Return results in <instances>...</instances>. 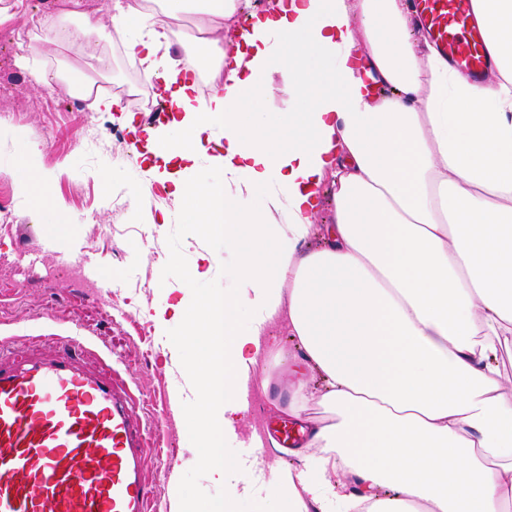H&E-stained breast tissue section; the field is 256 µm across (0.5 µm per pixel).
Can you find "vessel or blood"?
I'll return each mask as SVG.
<instances>
[{
	"label": "vessel or blood",
	"mask_w": 512,
	"mask_h": 512,
	"mask_svg": "<svg viewBox=\"0 0 512 512\" xmlns=\"http://www.w3.org/2000/svg\"><path fill=\"white\" fill-rule=\"evenodd\" d=\"M450 64L479 75L485 35L472 0H411ZM51 355L0 351V512H149V430L117 363L82 338Z\"/></svg>",
	"instance_id": "obj_1"
}]
</instances>
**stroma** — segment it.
<instances>
[{
  "instance_id": "1",
  "label": "stroma",
  "mask_w": 512,
  "mask_h": 512,
  "mask_svg": "<svg viewBox=\"0 0 512 512\" xmlns=\"http://www.w3.org/2000/svg\"><path fill=\"white\" fill-rule=\"evenodd\" d=\"M15 2L22 18L6 27L31 42L18 44L12 58L0 63V113L18 115L16 123L0 126V204L13 217L9 230H0V339L33 345L46 336H82L93 353L120 357V376L140 397L153 429L146 474L159 512H170L175 494L190 512H207L223 501L224 486L200 462L206 453L197 439L201 420L172 409L176 398H193L189 369L202 364L203 344L179 345L183 325L162 331L152 317L165 304L223 292L237 268L224 261L223 239L194 224L155 223L160 207L175 213L180 206L159 205L146 192V166L136 158L119 113H100L96 130H89L71 112L65 86L35 82L40 73L62 71L71 79L91 74L114 97L134 84L148 94L123 43L81 29L82 13L106 18L112 0H99L91 11L73 0H57L50 10L37 0ZM22 57L29 61L24 69L18 65ZM32 150L37 173L51 178L54 202L48 206L24 202L14 176L18 159ZM203 253L220 266L206 278L192 274ZM269 339L273 392L288 394L301 379L320 390L316 371L295 370L300 343L286 324L273 325ZM276 416L268 395L252 390L227 454L261 468L273 460L304 468L302 457L255 448V438H267L266 425Z\"/></svg>"
}]
</instances>
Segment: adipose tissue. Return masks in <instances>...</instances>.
Masks as SVG:
<instances>
[{
  "instance_id": "adipose-tissue-1",
  "label": "adipose tissue",
  "mask_w": 512,
  "mask_h": 512,
  "mask_svg": "<svg viewBox=\"0 0 512 512\" xmlns=\"http://www.w3.org/2000/svg\"><path fill=\"white\" fill-rule=\"evenodd\" d=\"M493 61L481 86L453 70L405 0H268L247 34L242 0H166L165 18L113 0L86 29L125 35L146 77L162 76L171 120L145 127L152 183L183 203L182 221L224 236L238 275L222 296L156 312L211 339L192 371L193 408L215 457L250 384L268 389L265 336L286 319L300 363L324 387L299 385L277 409L303 421L305 468L270 465L278 512H512V0H473ZM200 14L207 53L168 20ZM183 61L161 66L173 43ZM232 53H225V45ZM300 59L332 65L335 87L294 78ZM223 71L207 100L197 70ZM281 81L288 138L262 134L257 94ZM205 158L204 177L193 176ZM331 185V224L316 222ZM261 195L260 210L247 202ZM323 238L309 248L314 238ZM248 323H240L239 310ZM317 402L324 417L310 415ZM390 485L394 496L380 497Z\"/></svg>"
}]
</instances>
